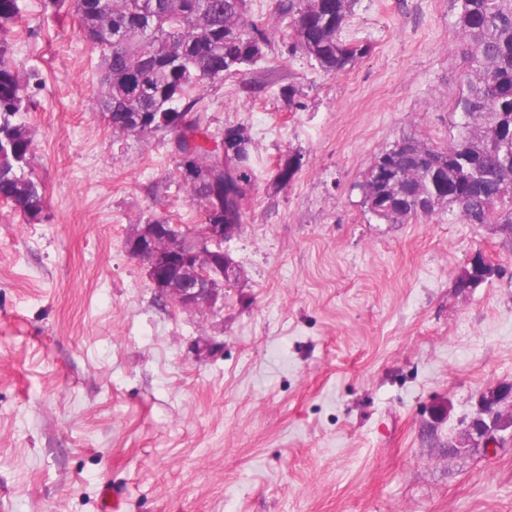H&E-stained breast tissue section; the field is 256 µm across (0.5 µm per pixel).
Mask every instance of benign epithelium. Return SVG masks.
Segmentation results:
<instances>
[{"instance_id": "obj_1", "label": "benign epithelium", "mask_w": 512, "mask_h": 512, "mask_svg": "<svg viewBox=\"0 0 512 512\" xmlns=\"http://www.w3.org/2000/svg\"><path fill=\"white\" fill-rule=\"evenodd\" d=\"M239 224H139L127 238L128 253L143 262L158 295L184 310L212 309L224 288L215 285L207 267H224V241L237 235ZM512 438V383L488 386L477 395V409L455 437L450 451L478 447L496 452Z\"/></svg>"}]
</instances>
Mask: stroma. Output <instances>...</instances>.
Returning <instances> with one entry per match:
<instances>
[{"mask_svg":"<svg viewBox=\"0 0 512 512\" xmlns=\"http://www.w3.org/2000/svg\"><path fill=\"white\" fill-rule=\"evenodd\" d=\"M343 36L371 46L349 72L278 39L196 88L202 124L247 130L256 179L224 244L238 277L187 311L125 248L147 221H202L171 137L113 134L92 108L101 52L27 0L8 42L32 76L20 119L46 217L0 201V512H512V442L448 450L477 391L512 382V234L361 205L402 133H456L449 2L358 0ZM478 252L501 275L458 288Z\"/></svg>","mask_w":512,"mask_h":512,"instance_id":"stroma-1","label":"stroma"}]
</instances>
